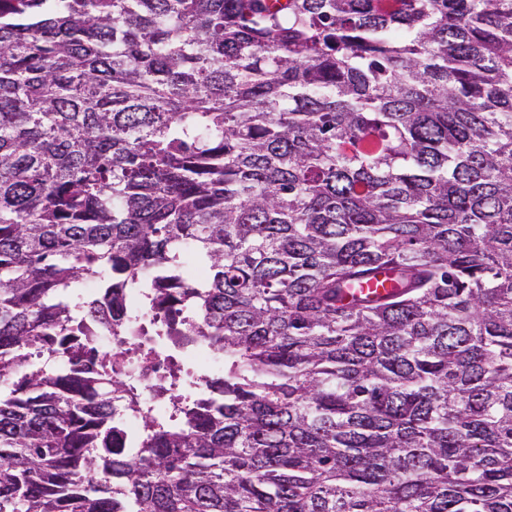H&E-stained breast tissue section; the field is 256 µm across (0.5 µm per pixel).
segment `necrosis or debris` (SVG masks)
<instances>
[{
  "mask_svg": "<svg viewBox=\"0 0 512 512\" xmlns=\"http://www.w3.org/2000/svg\"><path fill=\"white\" fill-rule=\"evenodd\" d=\"M126 333L122 336L100 331L95 343L112 354V361L124 370L127 383L133 388L136 406H129L126 399H116V417L124 426L123 442L133 445L143 432L142 417L168 418L170 401L156 391L155 370L165 367L169 354L179 355L187 364L190 374L206 373L219 369L221 359L211 355L206 344L191 336H147L143 330L154 314L138 290H130L123 309Z\"/></svg>",
  "mask_w": 512,
  "mask_h": 512,
  "instance_id": "1",
  "label": "necrosis or debris"
}]
</instances>
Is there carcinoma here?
<instances>
[{"mask_svg":"<svg viewBox=\"0 0 512 512\" xmlns=\"http://www.w3.org/2000/svg\"><path fill=\"white\" fill-rule=\"evenodd\" d=\"M0 512H512V0H0ZM123 317L127 327L125 336H111L102 330L93 339L101 349L112 351V363L124 369L125 379L136 394L137 405L134 407H130L125 398L113 399L112 396V406L117 407L116 418L124 425L123 443L133 447L143 433V415L167 419L171 410L170 401L156 391L155 370L141 363L145 360L147 345L154 347L149 364L161 370L167 365L171 353L183 359L192 375L219 369L223 362L213 357L206 344L194 336H141L155 315L146 307L136 288L127 293Z\"/></svg>","mask_w":512,"mask_h":512,"instance_id":"1","label":"carcinoma"}]
</instances>
